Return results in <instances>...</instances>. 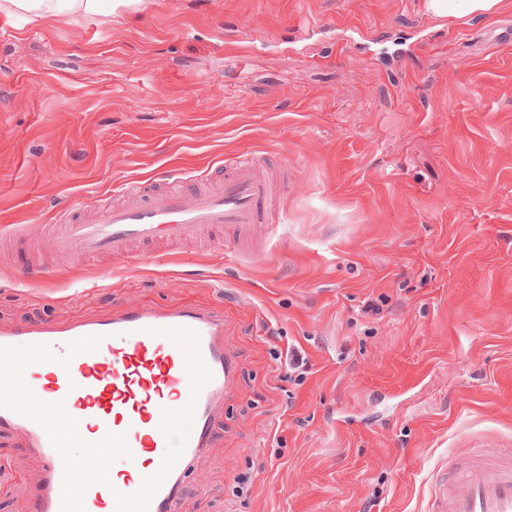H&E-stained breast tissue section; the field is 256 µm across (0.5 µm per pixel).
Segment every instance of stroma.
I'll use <instances>...</instances> for the list:
<instances>
[{"instance_id": "35a3bbf8", "label": "stroma", "mask_w": 512, "mask_h": 512, "mask_svg": "<svg viewBox=\"0 0 512 512\" xmlns=\"http://www.w3.org/2000/svg\"><path fill=\"white\" fill-rule=\"evenodd\" d=\"M228 29L247 60L219 51ZM246 153L288 170L263 262L227 230L22 286L25 253L0 240V323L222 307L238 383L186 512H425L437 469L512 448V0L447 18L424 0L0 12V231ZM2 459L0 512H28L16 436Z\"/></svg>"}]
</instances>
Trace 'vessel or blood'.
<instances>
[{
  "mask_svg": "<svg viewBox=\"0 0 512 512\" xmlns=\"http://www.w3.org/2000/svg\"><path fill=\"white\" fill-rule=\"evenodd\" d=\"M270 170L252 160L228 161L220 179L207 174L189 177L185 188H141L121 205L98 208L91 218L79 204H66L42 220L37 231L23 237L24 248L68 259L109 256L130 260L133 244L214 239L230 228L249 236L270 223L275 198L284 192ZM223 309L200 303L159 307L150 303L112 309L95 320L66 323L0 324V345L50 344L65 353L69 341L101 336L96 352L76 356L69 368L55 363L30 366L25 380L44 401H64L89 441L106 433H122L133 453L111 476L110 486L90 487L86 512H115V492L137 491L145 473L141 460L159 469L168 444L159 429L162 412L184 406L190 382L184 357L163 328L184 327L200 337L201 354L213 372L202 390L194 425L178 463L154 496L149 512H182L187 474L206 481V463L214 446V426L224 412L237 372L235 355L224 346ZM19 436L38 465L32 512H60L62 461L36 422L0 409V432ZM456 478L434 477L428 512H512V450L478 446L457 465Z\"/></svg>",
  "mask_w": 512,
  "mask_h": 512,
  "instance_id": "1",
  "label": "vessel or blood"
}]
</instances>
